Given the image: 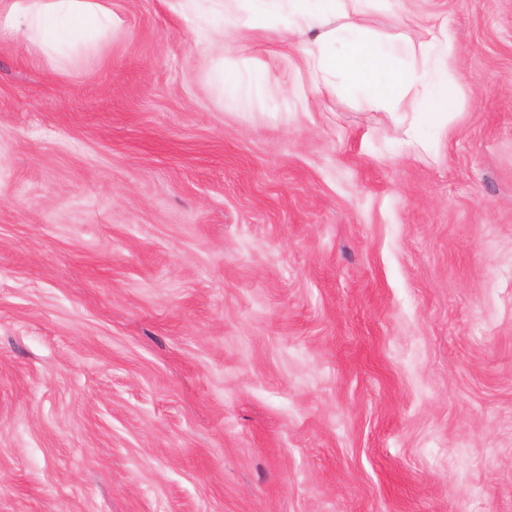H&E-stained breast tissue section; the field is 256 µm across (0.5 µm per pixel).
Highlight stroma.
Instances as JSON below:
<instances>
[{
	"label": "stroma",
	"instance_id": "1",
	"mask_svg": "<svg viewBox=\"0 0 512 512\" xmlns=\"http://www.w3.org/2000/svg\"><path fill=\"white\" fill-rule=\"evenodd\" d=\"M97 55L0 41V512H512V0L448 21L438 154L270 34L252 98L167 0Z\"/></svg>",
	"mask_w": 512,
	"mask_h": 512
}]
</instances>
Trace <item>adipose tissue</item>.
<instances>
[{
    "label": "adipose tissue",
    "instance_id": "adipose-tissue-1",
    "mask_svg": "<svg viewBox=\"0 0 512 512\" xmlns=\"http://www.w3.org/2000/svg\"><path fill=\"white\" fill-rule=\"evenodd\" d=\"M192 22L207 51L224 55L216 73L225 94L237 97L260 90L269 66L238 57L232 44L242 31H273L280 46L296 47L295 66L308 78L311 98L330 95L337 75L368 91L377 110L401 119L428 108L431 123L444 128L448 107L462 75L448 23L422 29V62L395 70L392 46L372 40L358 17L365 0H169ZM112 0H0V39L25 35L51 57L85 50L111 31Z\"/></svg>",
    "mask_w": 512,
    "mask_h": 512
}]
</instances>
